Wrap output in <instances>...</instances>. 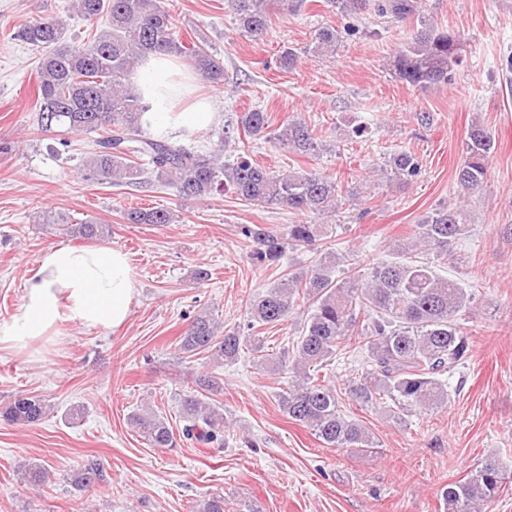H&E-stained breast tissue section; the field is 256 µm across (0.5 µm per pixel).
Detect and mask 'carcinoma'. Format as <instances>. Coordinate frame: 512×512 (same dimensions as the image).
Listing matches in <instances>:
<instances>
[{"label":"carcinoma","mask_w":512,"mask_h":512,"mask_svg":"<svg viewBox=\"0 0 512 512\" xmlns=\"http://www.w3.org/2000/svg\"><path fill=\"white\" fill-rule=\"evenodd\" d=\"M346 15L367 8L369 0H325ZM234 24L254 40L268 29L271 7L297 15L307 0H226ZM374 10L397 21L417 20L409 42L394 56L395 75L406 84L425 90L453 80L462 63L463 37L420 15L419 0H374ZM71 9L92 22L104 15L109 30L88 35L78 44L68 42L66 27L58 18L35 20L17 31L21 40L46 49L37 67L38 130L66 128L100 132L97 149L85 161L84 176L99 183L143 188L158 183L171 186L186 198L205 200L231 189L240 199L257 205H274L292 214L329 217L336 212L342 188L332 176L317 170L273 171L243 154L229 162L224 150L236 136L265 138L280 149L304 156L329 150L306 122L291 119L271 128L268 113L255 108L237 116L216 133L208 152L187 148L144 134L143 114L148 105L131 84L134 66L153 53H164L186 63L197 76L224 84V63L210 50L207 40L185 42L162 0H74ZM342 41L336 29L319 28L302 49L286 47L279 64L293 68L307 54L319 58L333 53ZM494 139L481 124L468 129L463 161L454 177L464 198L484 186ZM411 152L396 153L382 172L390 182L407 183L420 173ZM127 224H171L174 215L161 208L128 207ZM470 216L463 205L442 206L424 217L411 232L409 245L396 250L400 258L379 261L370 271L349 279L333 277L335 256L325 252L306 268L281 276L274 288L256 294L249 303L244 325L218 334L220 325L210 313H201L179 337L181 352L233 361L242 352L264 364L275 356L263 353L258 328L288 319L298 305L307 304L306 317L292 355L280 367L296 379L278 394L280 409L293 422L307 427L326 448H351L369 452L376 441L368 429L347 418L336 390L319 378V370L349 345L362 354L361 374L349 394L366 407L384 406L395 416L441 407L448 400L447 376L469 358L472 329L466 315L474 294L458 281L441 276L436 263L447 258L451 245L469 232ZM60 231L75 238L97 239L109 231L106 224L58 221ZM323 225L288 224L268 230L245 224L242 234L256 244L255 256L266 267L277 268L287 249L309 248L321 236ZM195 387L211 395L224 390L221 378L204 374ZM46 400L19 394L0 407V417L13 424H33L46 414ZM139 435L152 448H176L180 441L221 444L224 417L194 393L181 398V435L155 413L130 417ZM100 465L94 460L78 464L77 482L88 487L99 481ZM512 479L499 460L488 457L466 479L441 490L443 512H485L488 503Z\"/></svg>","instance_id":"obj_1"}]
</instances>
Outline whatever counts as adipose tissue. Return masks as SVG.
<instances>
[{"label":"adipose tissue","mask_w":512,"mask_h":512,"mask_svg":"<svg viewBox=\"0 0 512 512\" xmlns=\"http://www.w3.org/2000/svg\"><path fill=\"white\" fill-rule=\"evenodd\" d=\"M132 80L150 108L143 120L163 136L191 134L216 120L209 98L190 99L195 80L170 56L155 53L135 68ZM136 297L126 253L112 244L80 247L57 244L42 251L26 280L17 313L0 322V350L30 360L50 343L60 324L116 329L129 319Z\"/></svg>","instance_id":"obj_1"}]
</instances>
